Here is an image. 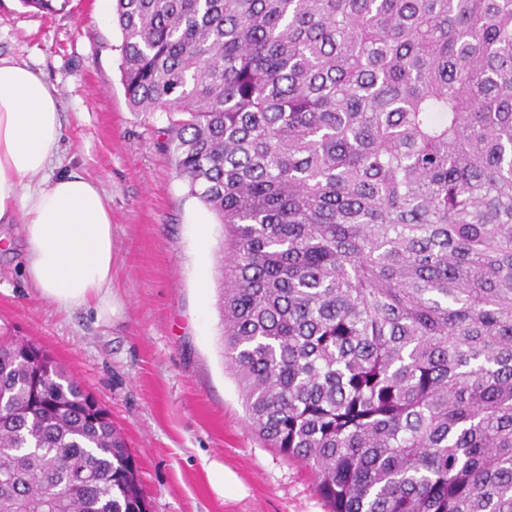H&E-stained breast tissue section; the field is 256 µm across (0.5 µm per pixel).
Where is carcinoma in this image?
<instances>
[{"label": "carcinoma", "instance_id": "1", "mask_svg": "<svg viewBox=\"0 0 512 512\" xmlns=\"http://www.w3.org/2000/svg\"><path fill=\"white\" fill-rule=\"evenodd\" d=\"M44 13L69 0H20ZM135 112L224 227V363L328 512H512V0H116ZM0 512H149L0 333Z\"/></svg>", "mask_w": 512, "mask_h": 512}]
</instances>
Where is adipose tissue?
<instances>
[{"mask_svg":"<svg viewBox=\"0 0 512 512\" xmlns=\"http://www.w3.org/2000/svg\"><path fill=\"white\" fill-rule=\"evenodd\" d=\"M60 103L44 78L0 59V222L21 220L27 279L72 310L112 308V212L98 185L71 172L37 178L59 151Z\"/></svg>","mask_w":512,"mask_h":512,"instance_id":"obj_1","label":"adipose tissue"}]
</instances>
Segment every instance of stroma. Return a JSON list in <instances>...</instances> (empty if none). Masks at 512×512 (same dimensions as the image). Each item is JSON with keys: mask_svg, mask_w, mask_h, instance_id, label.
I'll list each match as a JSON object with an SVG mask.
<instances>
[{"mask_svg": "<svg viewBox=\"0 0 512 512\" xmlns=\"http://www.w3.org/2000/svg\"><path fill=\"white\" fill-rule=\"evenodd\" d=\"M98 0L48 15L0 0V59L54 87L55 173L98 183L112 209V314L64 311L23 271L21 224L0 223V329L44 347L125 434L150 512H327L312 472L248 426L224 366L218 278L224 229L164 149L166 113L131 111L122 33ZM217 461L240 488L217 495Z\"/></svg>", "mask_w": 512, "mask_h": 512, "instance_id": "35a3bbf8", "label": "stroma"}]
</instances>
